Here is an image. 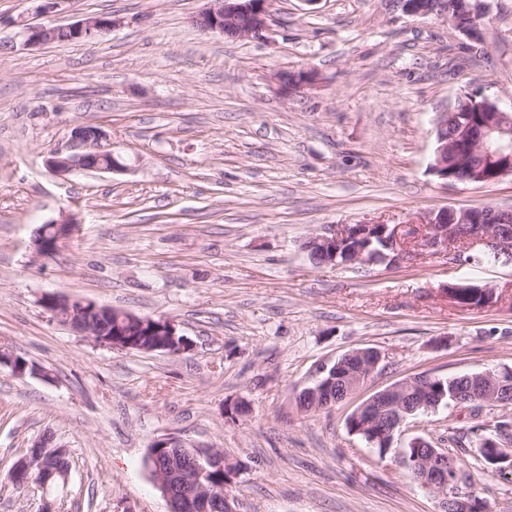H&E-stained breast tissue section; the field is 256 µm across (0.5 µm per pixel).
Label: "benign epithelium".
Wrapping results in <instances>:
<instances>
[{"label":"benign epithelium","mask_w":512,"mask_h":512,"mask_svg":"<svg viewBox=\"0 0 512 512\" xmlns=\"http://www.w3.org/2000/svg\"><path fill=\"white\" fill-rule=\"evenodd\" d=\"M270 0H210V5L196 17V23L205 31L227 32L241 39H261L269 28ZM472 22H461L456 16L444 12L441 17L448 23V28L477 41L480 38L479 20L483 17L480 4L472 0L470 5ZM115 21L108 17H88L85 20L64 27L52 25L31 26L25 31V43L29 46L41 45L57 39L58 32L64 30L70 38L77 42H91L112 31ZM279 86L292 90H300L317 81L316 71L302 70L287 79L280 74L275 75ZM480 110L487 106L494 109L492 119L482 125H474L462 121L457 104H452L446 112L437 116V130L458 127L462 135L452 139L440 137L436 139L435 160L430 171L441 180L464 183L494 182L512 177V114L501 110L498 104L486 97L470 103ZM457 154L465 161L453 172H448V153ZM49 166L57 173L66 174L75 171H122L127 166L112 150L106 131L96 128L85 131L76 127L71 134L66 148L58 150L49 160ZM421 223L425 231L412 235L414 225L409 224L403 229L399 225L390 224H345L323 235L309 238L303 244L307 252L316 251L325 255L326 264L344 265L364 263L369 258L364 256L365 248L357 244L363 239L366 231L379 229L377 237L381 238L390 254L381 256L389 264H399L412 257L411 249L427 251L431 254H444L448 262L460 260V252L476 248L482 252H492L501 257L512 256V207L501 208L485 206L478 210L440 209L428 213ZM78 232V225L70 220L51 223L35 238L36 253L48 257L57 250L59 243L70 239ZM356 242L352 247L351 257L337 262L336 245L341 242ZM43 308L51 318L70 327L73 331L85 336L97 337L100 330L91 320V312L98 310L99 305L85 298H72L56 294H48L42 299ZM156 322L163 328V334L170 337V344L163 347L171 354L179 350L185 354L192 350V341L178 333L176 325L164 318L155 320L135 315L112 323V335L123 336V327L132 324L140 328ZM351 361L344 366L345 374L342 383L346 394H351L362 386L377 371L382 362L380 351L372 348L360 349L348 353ZM7 365L17 377H23L29 369V362L14 355L11 351L0 348V365ZM336 376L316 380L312 390L313 406L323 409L328 406L323 394L330 390ZM512 385V380L502 376L495 377L485 372L476 377L474 400L487 407L501 404V394ZM414 386L418 388L419 405L425 406L430 398V389L424 377L403 380L376 392L364 401L356 410V414H365V422L361 431L373 440L391 444L393 434L398 430L409 411L403 406L401 395L403 390ZM162 448L169 449L168 457L154 460L152 471L158 488L168 502L178 499L182 504L181 512H208L214 501L224 505V512H237L234 500L224 494V488L216 487L207 479V466L224 470L228 478L237 472L235 464L229 461L222 452L199 453L192 460H182V448L185 444L181 439L166 435L154 440ZM62 445L54 442L50 436L34 442L29 453L21 457L9 473V479L17 484L30 482L29 473L32 468L39 467L41 474L53 476L68 475V470L60 468ZM414 479L423 488L442 497L443 512H474V502L469 496H460L456 492L462 478L459 461L448 452L435 448L418 449L414 461Z\"/></svg>","instance_id":"benign-epithelium-1"}]
</instances>
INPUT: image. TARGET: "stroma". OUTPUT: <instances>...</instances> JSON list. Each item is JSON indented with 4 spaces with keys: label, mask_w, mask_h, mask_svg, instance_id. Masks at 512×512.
Segmentation results:
<instances>
[{
    "label": "stroma",
    "mask_w": 512,
    "mask_h": 512,
    "mask_svg": "<svg viewBox=\"0 0 512 512\" xmlns=\"http://www.w3.org/2000/svg\"><path fill=\"white\" fill-rule=\"evenodd\" d=\"M482 43L399 0H272L266 39L205 33L208 0H0V512H40L7 479L41 436L69 452L58 512H168L146 464L172 433L224 452L238 512H440L404 461L411 439L493 428L512 405L447 406L408 420L385 456L346 427L373 393L417 375L512 369V267L423 253L398 265L313 264L302 245L340 224H412L442 208L512 207V179L447 184L429 172L435 118L462 92L512 109V0H484ZM108 16L93 43L27 46L36 24ZM314 69L278 91L274 74ZM105 130L123 172L47 167L74 127ZM79 224L48 258L43 225ZM491 284L482 308L449 285ZM85 297L172 319V357L114 350L40 300ZM378 349L373 378L332 409L296 398L323 364ZM248 404L246 413L232 409ZM463 454L461 495L512 512V483Z\"/></svg>",
    "instance_id": "stroma-1"
}]
</instances>
